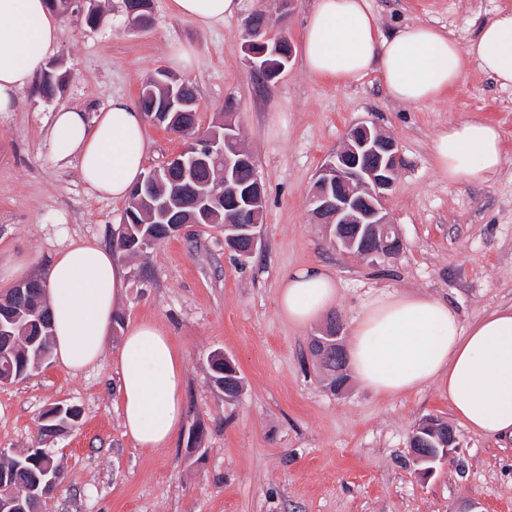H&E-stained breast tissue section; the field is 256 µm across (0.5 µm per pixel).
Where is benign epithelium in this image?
<instances>
[{"label": "benign epithelium", "mask_w": 512, "mask_h": 512, "mask_svg": "<svg viewBox=\"0 0 512 512\" xmlns=\"http://www.w3.org/2000/svg\"><path fill=\"white\" fill-rule=\"evenodd\" d=\"M243 49L253 71L265 77L267 65L259 62L262 54L255 50L259 41L253 31L252 22L245 23ZM239 133L235 124L224 120V132L203 139L196 144L189 138V146L173 156L159 169L145 176L138 186L141 198L153 199V208L164 211L162 220L171 224L169 235L181 234L188 224L180 221L168 201L154 195V184L161 180V173L171 169L187 171L190 165L204 155L224 166V182L209 191L194 190L192 207L201 212L212 209V205L224 201V228L241 230V233L224 238V245L244 263L261 245L263 220L253 205L262 202L263 178L254 156L237 145ZM397 142L379 126L369 121L352 125L343 145L330 156L315 174L309 195V205L317 223L325 227L331 243L342 251L363 259L391 255L399 251L402 241L399 232L391 223L387 212L389 192L392 190L399 167ZM250 173L249 190H241L238 173ZM314 352L324 354L333 349L336 359L343 358V343L339 324L331 320L314 338ZM409 447L418 464H428L423 469L433 471L432 464L443 461L456 448L453 430H448V445L443 448H421L418 438H409ZM56 478L51 467L43 468L42 476L33 485L35 494L20 499L0 501V512H29L33 502L55 492Z\"/></svg>", "instance_id": "obj_1"}]
</instances>
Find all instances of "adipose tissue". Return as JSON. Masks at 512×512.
<instances>
[{"label": "adipose tissue", "mask_w": 512, "mask_h": 512, "mask_svg": "<svg viewBox=\"0 0 512 512\" xmlns=\"http://www.w3.org/2000/svg\"><path fill=\"white\" fill-rule=\"evenodd\" d=\"M172 11L211 27L235 16L242 0H170ZM58 23L46 0H0V112L15 111L19 94L41 72L57 41ZM302 55L314 78L339 85L379 74L394 101L437 102L470 66L501 88H512V9L478 28L467 48L425 22L385 30L368 0H316L302 34ZM49 141L56 162L76 163L98 197L124 200L144 170L150 140L144 113L112 96L96 114L60 107ZM440 180L480 184L503 164L499 128L480 119L449 123L432 151ZM125 271L98 239L76 238L51 258L46 273L54 354L76 375L104 355L125 292ZM338 284L313 264L279 285L282 317L305 328L336 303ZM361 385L399 395L436 381L456 418L471 431L512 440V306L462 327L448 301L386 292L363 302L347 346ZM124 433L142 449L168 447L184 416L181 357L156 322L130 324L116 354Z\"/></svg>", "instance_id": "adipose-tissue-1"}]
</instances>
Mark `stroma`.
Returning a JSON list of instances; mask_svg holds the SVG:
<instances>
[{"label":"stroma","instance_id":"35a3bbf8","mask_svg":"<svg viewBox=\"0 0 512 512\" xmlns=\"http://www.w3.org/2000/svg\"><path fill=\"white\" fill-rule=\"evenodd\" d=\"M101 20L84 22L81 0L60 15L49 62L66 73L63 94L46 98L39 83L0 113V264L46 267L65 239L111 243L125 203L92 196L76 167H58L45 132L59 107H100L109 97L137 101L170 50L189 45L195 68L182 80L198 93L199 124L232 118L263 177L264 234L247 263L224 249L223 231L198 224L146 253L122 257L125 295L98 365L70 375L58 365L0 384V449H52L61 463L58 492L42 512H512V441L457 423L446 393L431 383L397 397L377 396L357 379L344 393L328 385L310 352L325 321L288 323L277 308L281 279L310 264L338 281L330 313L351 331L362 303L382 291L439 297L463 325L512 305V89L479 68L448 97L424 107L391 100L377 75L344 86L313 81L298 50L314 0H243L223 25L205 29L152 0L153 22L141 28L124 0H97ZM384 27L412 22L444 28L467 44L477 28L512 0H370ZM282 15L294 49L277 82L253 74L242 49L254 10ZM481 119L499 127L501 170L472 185L439 182L431 164L437 132L448 122ZM369 119L398 143L400 166L388 214L403 239L394 255L363 260L332 247L313 218L308 194L316 172L347 129ZM160 324L180 352L185 413L168 447L136 448L124 435L114 356L124 326ZM234 359L241 393L225 398L208 359ZM58 404L77 406L76 426L41 431ZM452 426L456 448L422 475L408 438L423 419Z\"/></svg>","mask_w":512,"mask_h":512}]
</instances>
